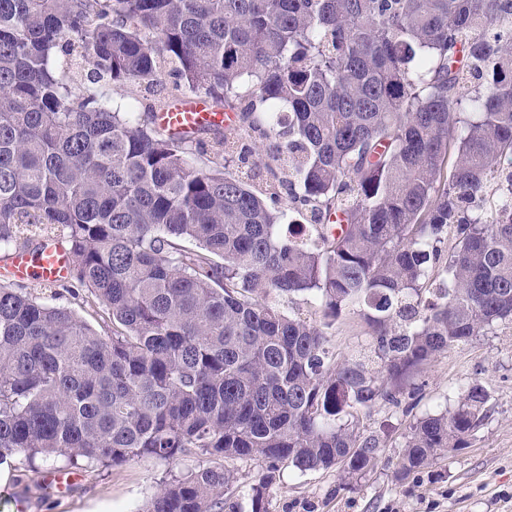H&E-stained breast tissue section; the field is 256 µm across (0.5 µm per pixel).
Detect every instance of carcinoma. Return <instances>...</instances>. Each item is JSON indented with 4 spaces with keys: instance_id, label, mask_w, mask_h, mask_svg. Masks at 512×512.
Listing matches in <instances>:
<instances>
[{
    "instance_id": "1",
    "label": "carcinoma",
    "mask_w": 512,
    "mask_h": 512,
    "mask_svg": "<svg viewBox=\"0 0 512 512\" xmlns=\"http://www.w3.org/2000/svg\"><path fill=\"white\" fill-rule=\"evenodd\" d=\"M88 84L237 120L175 138ZM36 237L106 322L0 284V465L196 455L142 512H224L217 458L260 463L253 512L284 465L357 479L360 414L512 322V0H0V249ZM351 310L369 347L338 360ZM489 399L414 422L397 476Z\"/></svg>"
}]
</instances>
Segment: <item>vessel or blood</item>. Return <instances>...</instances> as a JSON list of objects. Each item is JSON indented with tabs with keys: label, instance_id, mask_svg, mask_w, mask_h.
<instances>
[{
	"label": "vessel or blood",
	"instance_id": "obj_1",
	"mask_svg": "<svg viewBox=\"0 0 512 512\" xmlns=\"http://www.w3.org/2000/svg\"><path fill=\"white\" fill-rule=\"evenodd\" d=\"M232 114L212 111L205 98L196 96L174 102L156 113V124L173 134L202 132L231 124ZM73 258L61 244L47 241L33 251H15L0 262V275L56 285L69 279Z\"/></svg>",
	"mask_w": 512,
	"mask_h": 512
}]
</instances>
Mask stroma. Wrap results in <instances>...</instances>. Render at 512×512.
Instances as JSON below:
<instances>
[{
    "label": "stroma",
    "instance_id": "stroma-1",
    "mask_svg": "<svg viewBox=\"0 0 512 512\" xmlns=\"http://www.w3.org/2000/svg\"><path fill=\"white\" fill-rule=\"evenodd\" d=\"M18 286L37 297L57 296L95 329L103 327L99 308L65 287L53 290L25 280ZM331 333L340 357L358 354L369 340L367 325L353 312L343 315ZM474 381L490 393L489 416L467 448L441 453L408 479L398 480L410 424L452 409ZM411 386L413 395L403 396L400 404L382 403L361 416L363 429L381 438L382 455L352 489H342L344 475L334 468L302 473L285 467L266 495L267 512H512V325H496L439 355ZM196 462L190 455L136 458L107 469L89 466L77 470L73 487L52 494L46 480L58 472L59 462L31 464L20 455L6 465L0 512H140L164 482Z\"/></svg>",
    "mask_w": 512,
    "mask_h": 512
}]
</instances>
